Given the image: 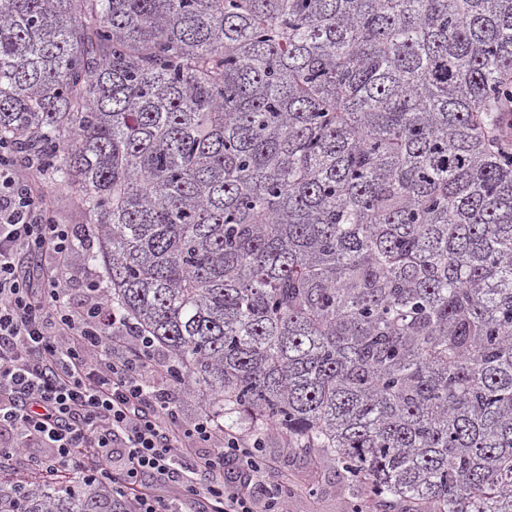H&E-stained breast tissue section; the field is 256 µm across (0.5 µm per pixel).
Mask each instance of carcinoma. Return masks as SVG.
<instances>
[{
  "label": "carcinoma",
  "mask_w": 512,
  "mask_h": 512,
  "mask_svg": "<svg viewBox=\"0 0 512 512\" xmlns=\"http://www.w3.org/2000/svg\"><path fill=\"white\" fill-rule=\"evenodd\" d=\"M511 121L512 0H0V140L131 335L371 512H512Z\"/></svg>",
  "instance_id": "obj_1"
}]
</instances>
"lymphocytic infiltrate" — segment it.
<instances>
[{
	"mask_svg": "<svg viewBox=\"0 0 512 512\" xmlns=\"http://www.w3.org/2000/svg\"><path fill=\"white\" fill-rule=\"evenodd\" d=\"M45 175L38 157L18 165L0 144V437L27 442L0 446V460L20 481L107 478L130 512H183L189 502L207 512H288L259 440L220 434L204 415L183 420L170 394L182 378L131 342L98 277L84 304L71 303L64 264L82 240L34 190ZM30 256L32 276L20 268ZM202 443L210 451L199 457Z\"/></svg>",
	"mask_w": 512,
	"mask_h": 512,
	"instance_id": "lymphocytic-infiltrate-1",
	"label": "lymphocytic infiltrate"
}]
</instances>
